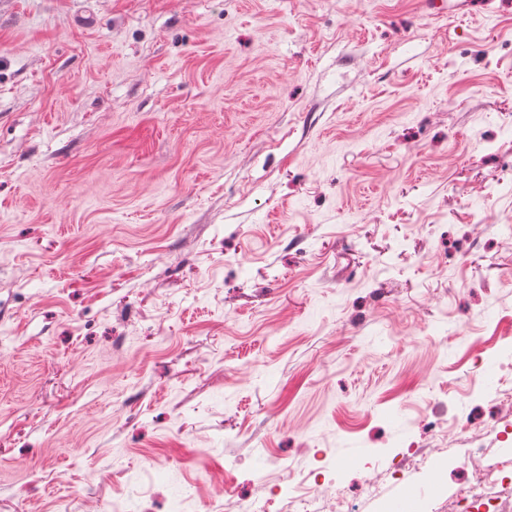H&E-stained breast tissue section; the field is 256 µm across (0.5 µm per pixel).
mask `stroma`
Masks as SVG:
<instances>
[{"label": "stroma", "mask_w": 512, "mask_h": 512, "mask_svg": "<svg viewBox=\"0 0 512 512\" xmlns=\"http://www.w3.org/2000/svg\"><path fill=\"white\" fill-rule=\"evenodd\" d=\"M507 333L512 0H0V512H458Z\"/></svg>", "instance_id": "35a3bbf8"}]
</instances>
